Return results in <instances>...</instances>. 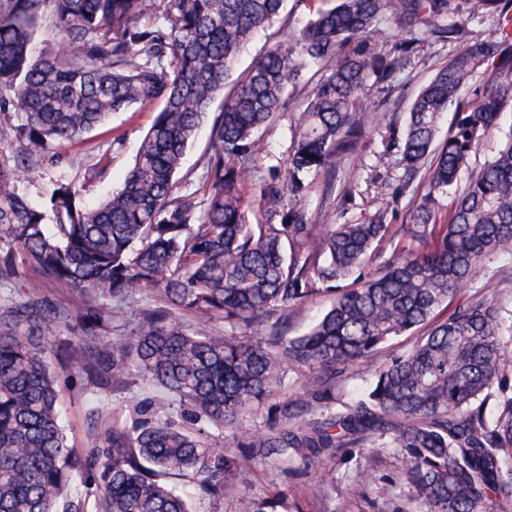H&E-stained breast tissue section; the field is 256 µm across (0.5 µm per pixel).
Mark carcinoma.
<instances>
[{
  "instance_id": "cac0c4a2",
  "label": "carcinoma",
  "mask_w": 512,
  "mask_h": 512,
  "mask_svg": "<svg viewBox=\"0 0 512 512\" xmlns=\"http://www.w3.org/2000/svg\"><path fill=\"white\" fill-rule=\"evenodd\" d=\"M334 0L299 33L256 57L224 96L213 122L212 154L201 190L177 179L185 149L233 65L254 35L276 21L286 0H0V126L16 143L0 157V512H191L165 481L191 479L239 512H276L240 489V461L308 466L346 448H389L399 480L427 512H496L512 496V310L464 300L442 319L484 261L512 255V135L469 180L459 175L501 113L512 107V0ZM50 4L57 47L36 34ZM495 22L497 39L471 42L469 24ZM404 38L383 48L382 25ZM458 48L413 100L398 149L406 177L398 198L421 177L409 223L378 210L361 222L312 224L307 178L324 174L325 193L366 135L362 99L369 78L395 82L427 39ZM313 73L287 181L248 194L259 130L279 116L288 88ZM484 81L471 92L478 73ZM163 101L123 184L93 205L59 183L37 207L17 192L21 174L47 152L104 125L110 114ZM454 110L436 145L440 116ZM448 203H443V200ZM265 223L253 224V206ZM399 239L377 272L364 274L378 247ZM67 284L65 306L34 296L19 267ZM158 293L131 336L98 344L112 319L108 302L134 291ZM336 298L303 336L288 338V311L321 292ZM192 315L197 326L182 321ZM222 318L244 329L215 335ZM75 342L55 351L59 329ZM408 348L376 366L367 391L325 419L299 421L310 405L336 403V376L395 337ZM55 355L70 375L134 366L177 397L158 416L138 407L129 427L105 424L82 450L70 446L60 416ZM316 365L303 397L268 408V430L218 448L209 430L233 428L266 401L281 366ZM496 397L495 411L485 404Z\"/></svg>"
}]
</instances>
